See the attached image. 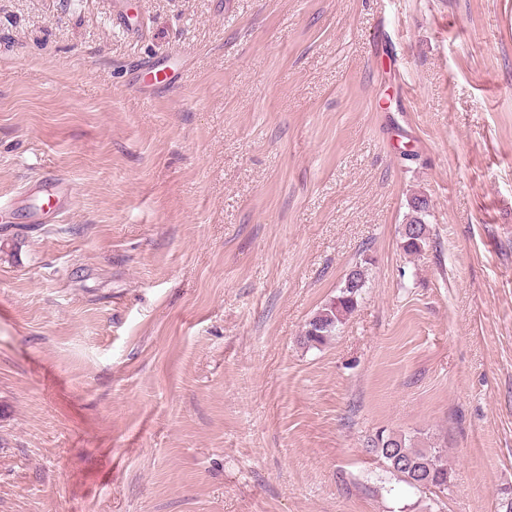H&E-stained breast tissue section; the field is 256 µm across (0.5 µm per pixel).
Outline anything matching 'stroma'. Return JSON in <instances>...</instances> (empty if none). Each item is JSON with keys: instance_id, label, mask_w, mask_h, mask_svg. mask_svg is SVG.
Instances as JSON below:
<instances>
[{"instance_id": "obj_1", "label": "stroma", "mask_w": 512, "mask_h": 512, "mask_svg": "<svg viewBox=\"0 0 512 512\" xmlns=\"http://www.w3.org/2000/svg\"><path fill=\"white\" fill-rule=\"evenodd\" d=\"M129 4L142 35L111 0H0V512H496L512 0ZM170 51L175 84L131 88ZM384 429L447 449V491L388 473ZM70 192L69 184L63 178L53 181L36 180L28 190L32 200V214L46 218L62 206L63 198ZM429 208L430 202L424 195L414 194L408 201L409 212L402 228V247L410 255L420 253L427 243ZM367 269L357 264L347 273L343 287L328 304L312 316L305 326L303 344L319 346L325 344L354 312L366 283Z\"/></svg>"}]
</instances>
